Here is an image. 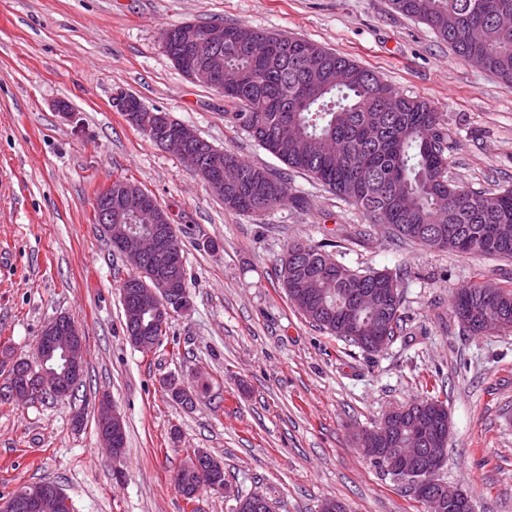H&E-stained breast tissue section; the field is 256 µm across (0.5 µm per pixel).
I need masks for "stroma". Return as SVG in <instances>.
<instances>
[{
  "label": "stroma",
  "mask_w": 512,
  "mask_h": 512,
  "mask_svg": "<svg viewBox=\"0 0 512 512\" xmlns=\"http://www.w3.org/2000/svg\"><path fill=\"white\" fill-rule=\"evenodd\" d=\"M188 20L256 26L354 60L441 113L452 182L512 188V84L389 0H0V349L35 360L43 327L61 315L86 338L75 395L0 404V503L49 481L72 512H184L174 476L201 448L222 462L229 491H201L196 512H234L252 494L276 512H319L329 497L346 512H427L354 435L431 394L450 426L441 480L466 491L473 512H512V332L473 336L451 312L453 293L472 283L511 287L512 262L392 241L360 209L287 171L225 119L222 95L164 53L162 29ZM120 90L218 149L286 173L293 201L259 218L225 210L174 151L117 111ZM119 177L166 210L187 270L190 307L149 353L124 332L129 265L93 222L95 188ZM295 240L329 245L354 270L403 272L404 333L368 354L312 326L279 277ZM169 376L197 390L193 408L167 397ZM104 393L126 427L118 465L95 425Z\"/></svg>",
  "instance_id": "obj_1"
}]
</instances>
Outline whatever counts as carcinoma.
Masks as SVG:
<instances>
[{"instance_id": "1", "label": "carcinoma", "mask_w": 512, "mask_h": 512, "mask_svg": "<svg viewBox=\"0 0 512 512\" xmlns=\"http://www.w3.org/2000/svg\"><path fill=\"white\" fill-rule=\"evenodd\" d=\"M403 15L427 25L459 56L495 77L512 82V36L496 25L512 0H391ZM218 50L224 69L244 72L248 80L224 91L239 111L226 116L288 168L329 188L360 208L396 241L430 249L512 261V238L495 237L500 224L512 225V189L477 194L448 180V127L428 102L408 97L370 69L325 48L322 59L303 52L304 39L277 36L261 28L231 24ZM222 168L233 173L218 198L224 208L251 217L266 215L291 200L281 173L224 153ZM112 181V236L137 222L136 208ZM281 285L294 300L307 292L303 316L339 338L371 319L387 324L390 338L404 332L403 277L386 270H353L319 245L293 242L280 259ZM395 284V292L376 309L360 313L347 326L357 293ZM485 283L457 291L452 313L469 306L480 316L512 331V289L497 287L482 297ZM186 503L195 501L196 479L189 465L174 477Z\"/></svg>"}]
</instances>
